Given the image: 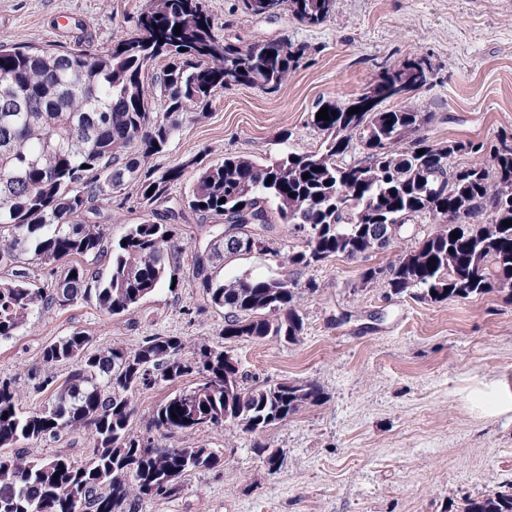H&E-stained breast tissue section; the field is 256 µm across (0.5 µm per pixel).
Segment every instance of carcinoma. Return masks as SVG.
I'll list each match as a JSON object with an SVG mask.
<instances>
[{"instance_id":"cac0c4a2","label":"carcinoma","mask_w":512,"mask_h":512,"mask_svg":"<svg viewBox=\"0 0 512 512\" xmlns=\"http://www.w3.org/2000/svg\"><path fill=\"white\" fill-rule=\"evenodd\" d=\"M285 8L318 25L335 0H242L255 16ZM307 50L288 39L243 45L220 38L202 0H147L135 31L104 51L0 40V270L7 275L0 281V341L17 335L31 315L79 301L120 317L176 279L187 245L169 188L183 169L156 177L146 159L179 135L184 117L204 116L216 89L275 91ZM163 57L162 71L148 75L149 63ZM430 70L426 58L409 60L386 69L348 106L326 104L336 112L330 120L311 116L325 135L317 152L269 162L226 156L199 168L182 205L219 223L208 225L206 242H194L192 276L203 300L224 310V339L293 344L303 334L297 299L317 292L315 281L289 275L224 282L210 273L224 256L250 252L242 238H258L268 251L274 215L300 240L288 254L296 270L383 252L392 245L389 233L428 219L434 232L388 265L364 268L362 284L382 281L390 296L413 290L434 303L494 290L512 299V226L502 225L512 221V143L501 141L482 164L454 166L456 154L483 146L430 140L427 112L379 109L394 99L393 85L407 95L426 84ZM156 94L166 99L162 113L152 110ZM356 107L360 112L349 113ZM356 147L363 157L346 161ZM131 183L147 216L114 242L94 202ZM160 206L171 223L153 221ZM458 215L464 222L454 221ZM36 261L62 266L48 288L32 280ZM89 345L90 337L74 330L44 347L45 364L70 363L72 370L59 384L44 381L53 392L42 409L23 410L18 379H0L1 448L80 428L93 442L83 464L63 450L36 459L20 450L0 455V512H137L146 499L177 495L191 473L224 465L210 448L170 447L164 439L223 426L259 436L326 398L314 381L247 386L224 351L200 344L188 356L178 336H146L133 350ZM184 377L194 378L186 387L192 396L178 391L160 402L135 432L133 394ZM461 512H512V492L467 498Z\"/></svg>"}]
</instances>
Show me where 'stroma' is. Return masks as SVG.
<instances>
[{
    "label": "stroma",
    "instance_id": "35a3bbf8",
    "mask_svg": "<svg viewBox=\"0 0 512 512\" xmlns=\"http://www.w3.org/2000/svg\"><path fill=\"white\" fill-rule=\"evenodd\" d=\"M217 35L249 43L290 39L311 51L274 92L248 86L217 90L206 118L185 123L168 148L151 157L155 174L184 166L170 192L185 195L196 163L224 155L271 160L320 148L324 136L310 116L318 104H350L382 68L430 59L427 83L384 109L427 112L436 142L472 141L491 149L512 138V0H336V12L313 26L290 11L266 18L240 0H203ZM146 0H0V37L24 46L99 50L132 30ZM102 223L120 237L142 220L136 186L97 204ZM406 225L392 251L351 261L337 256L303 270L320 289L303 295L298 343L224 339V313L206 305L180 257L179 281L161 286L131 313L107 318L78 302L29 317L18 336L0 341V378L21 379V405L47 402L44 377L64 380L70 367L50 368L43 347L84 330L95 348H137L144 337L206 342L237 360L249 383L314 381L324 404L269 428L264 441L282 449L268 471L254 438L218 427L180 434L177 446L198 444L221 454L223 466L186 477L181 492L143 501L138 512H448L512 481V302L491 292L431 303L385 287L363 285L364 266H383L433 232ZM273 252H253L213 267L217 277L280 279L291 274L279 254L296 244L276 225Z\"/></svg>",
    "mask_w": 512,
    "mask_h": 512
}]
</instances>
